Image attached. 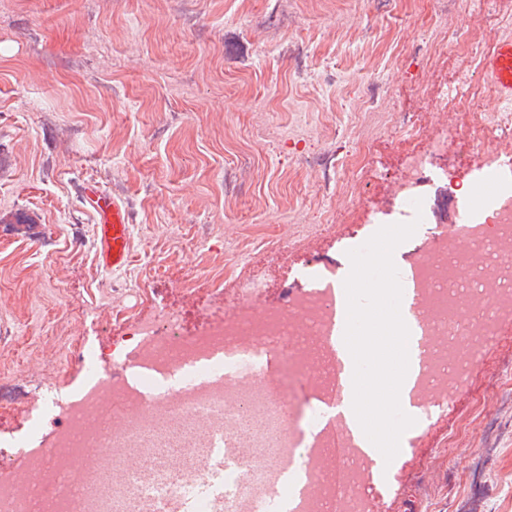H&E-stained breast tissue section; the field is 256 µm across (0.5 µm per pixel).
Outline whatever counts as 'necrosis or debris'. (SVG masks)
Masks as SVG:
<instances>
[{
    "instance_id": "1",
    "label": "necrosis or debris",
    "mask_w": 512,
    "mask_h": 512,
    "mask_svg": "<svg viewBox=\"0 0 512 512\" xmlns=\"http://www.w3.org/2000/svg\"><path fill=\"white\" fill-rule=\"evenodd\" d=\"M447 133L431 137L425 148L409 152L396 173L400 213L416 217L414 200L421 183L438 175L437 157L447 152ZM478 167H496L498 186L492 198L462 211L452 227L437 225L427 233L429 254L414 262L411 281L426 312L424 328L435 344L427 353L423 389L439 397L462 381L474 355L468 338L471 321L455 283L468 279L480 287L501 319L512 318V154H478ZM254 284L240 287L237 310L184 335L180 321L166 308L132 326L139 367L152 376L182 375L183 384L157 395L146 386H93L69 393L65 402L42 390L41 383L22 390L0 389V411L7 414L50 413L61 407L64 418L54 437L55 451L46 454L37 432H27L24 448L30 467L26 479L0 480V512H156L162 500L192 498L193 512H217L209 493L200 492L203 475L172 464L158 474L140 467L129 470L126 458H148L171 434H181L199 447L278 448L301 455L316 469L312 493L298 512H317L319 503L337 502L341 512H362L352 478L336 459L335 424L316 433L305 430L314 412L281 378L265 376L259 365L268 349L289 341L288 372L305 378L310 394L335 397L333 359L322 338L334 320L329 289L297 290L287 308L247 313ZM246 340L241 354L225 351L229 340ZM272 480L259 465L234 480L235 512H253Z\"/></svg>"
}]
</instances>
